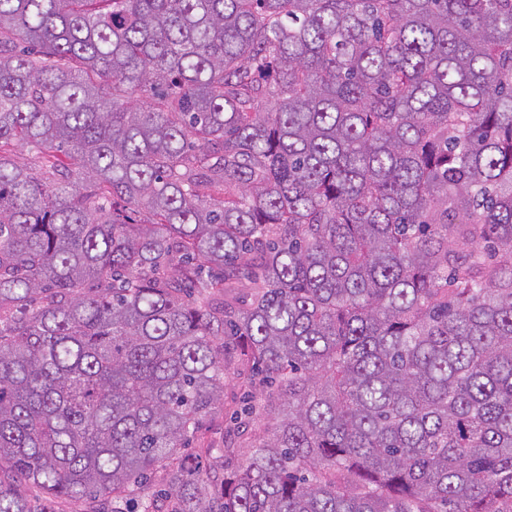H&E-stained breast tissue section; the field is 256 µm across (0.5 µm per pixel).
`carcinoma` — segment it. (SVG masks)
Listing matches in <instances>:
<instances>
[{
  "label": "carcinoma",
  "mask_w": 512,
  "mask_h": 512,
  "mask_svg": "<svg viewBox=\"0 0 512 512\" xmlns=\"http://www.w3.org/2000/svg\"><path fill=\"white\" fill-rule=\"evenodd\" d=\"M61 500L512 512V0H0V512Z\"/></svg>",
  "instance_id": "carcinoma-1"
}]
</instances>
